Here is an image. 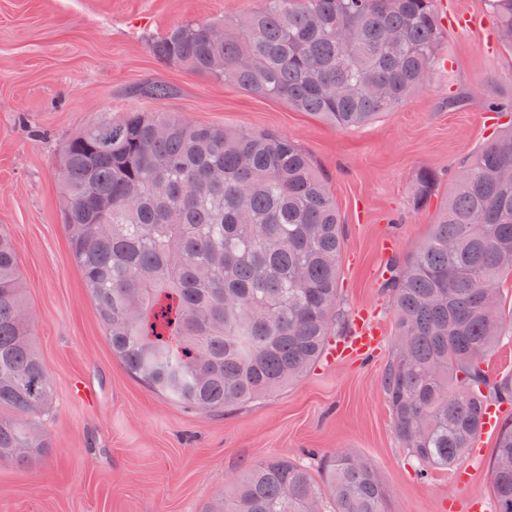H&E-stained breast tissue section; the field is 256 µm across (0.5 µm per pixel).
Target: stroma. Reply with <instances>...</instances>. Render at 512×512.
Listing matches in <instances>:
<instances>
[{
	"mask_svg": "<svg viewBox=\"0 0 512 512\" xmlns=\"http://www.w3.org/2000/svg\"><path fill=\"white\" fill-rule=\"evenodd\" d=\"M258 0H0V225L10 233L35 346L54 386L41 423L50 450L0 463V512H208L213 496L273 454L320 473L323 454L367 460L389 491L386 512H497L496 432L454 466L419 472L382 390L395 331L382 275L431 235L458 169L497 128L484 101L512 96V49L487 0H439L471 26L444 29L430 83L373 123L339 130L284 102L160 62L150 43L189 19L233 18ZM146 81L172 86L155 102ZM198 124L271 130L295 141L327 180L343 223L339 309L382 333L375 353L320 359L271 397L229 412H193L149 389L112 355L57 208V161L96 120L131 110ZM437 186L413 204L417 174ZM84 386L76 396L75 383Z\"/></svg>",
	"mask_w": 512,
	"mask_h": 512,
	"instance_id": "1",
	"label": "stroma"
}]
</instances>
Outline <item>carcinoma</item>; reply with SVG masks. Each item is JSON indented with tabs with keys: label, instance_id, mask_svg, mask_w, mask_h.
Masks as SVG:
<instances>
[{
	"label": "carcinoma",
	"instance_id": "1",
	"mask_svg": "<svg viewBox=\"0 0 512 512\" xmlns=\"http://www.w3.org/2000/svg\"><path fill=\"white\" fill-rule=\"evenodd\" d=\"M512 49V0H488ZM443 32L436 0H260L233 20H189L150 44L159 60L310 112L340 129L370 123L424 87ZM146 82L139 97L169 98ZM512 125L458 172L434 229L388 288L396 315L382 389L394 432L419 465L463 458L512 376L485 365L512 326ZM59 211L115 357L165 398L230 411L303 377L348 325L337 309L343 248L336 200L308 155L271 131L131 111L73 136L57 168ZM436 183L424 172L417 203ZM54 389L34 342L18 256L0 228V461L27 467L49 448L35 423ZM498 512H512V425L491 466ZM364 459L334 454L317 482L268 456L209 512H385Z\"/></svg>",
	"mask_w": 512,
	"mask_h": 512
}]
</instances>
